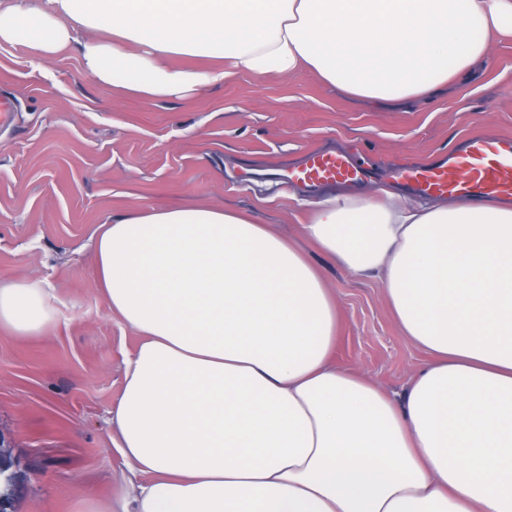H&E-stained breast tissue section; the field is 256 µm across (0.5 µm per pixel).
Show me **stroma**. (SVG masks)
<instances>
[{"label": "stroma", "instance_id": "1", "mask_svg": "<svg viewBox=\"0 0 512 512\" xmlns=\"http://www.w3.org/2000/svg\"><path fill=\"white\" fill-rule=\"evenodd\" d=\"M14 126L0 127V279L52 288L57 323L19 338L0 329V452L16 476L13 512H108L126 494L109 412L120 397L135 330L109 310L93 262L94 233L146 207L219 206L299 239L315 199L289 197L271 174L306 151H353L377 168L425 163L463 138L512 137V39L425 100L345 96L304 70L238 73L219 85L149 99L81 71L76 47L40 58L0 46V93ZM346 315L339 364L391 391L420 351L399 332L377 279L354 278L312 253Z\"/></svg>", "mask_w": 512, "mask_h": 512}]
</instances>
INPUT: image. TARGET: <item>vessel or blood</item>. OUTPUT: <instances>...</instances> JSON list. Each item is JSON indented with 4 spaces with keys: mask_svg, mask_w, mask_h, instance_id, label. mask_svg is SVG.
Listing matches in <instances>:
<instances>
[{
    "mask_svg": "<svg viewBox=\"0 0 512 512\" xmlns=\"http://www.w3.org/2000/svg\"><path fill=\"white\" fill-rule=\"evenodd\" d=\"M393 179L423 198L457 201L512 199V138L476 135L428 165L400 162ZM369 168L343 152H313L287 171L284 181L296 188L356 186L369 180Z\"/></svg>",
    "mask_w": 512,
    "mask_h": 512,
    "instance_id": "vessel-or-blood-1",
    "label": "vessel or blood"
}]
</instances>
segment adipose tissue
<instances>
[{
	"mask_svg": "<svg viewBox=\"0 0 512 512\" xmlns=\"http://www.w3.org/2000/svg\"><path fill=\"white\" fill-rule=\"evenodd\" d=\"M494 39L512 0H0V45H77L85 74L148 98L303 69L425 97ZM300 231L213 206L97 229L102 293L138 334L110 412L134 512H512V205L339 194ZM311 248L379 277L424 355L401 391L337 364L345 314ZM56 321L41 281H0V329Z\"/></svg>",
	"mask_w": 512,
	"mask_h": 512,
	"instance_id": "adipose-tissue-1",
	"label": "adipose tissue"
}]
</instances>
